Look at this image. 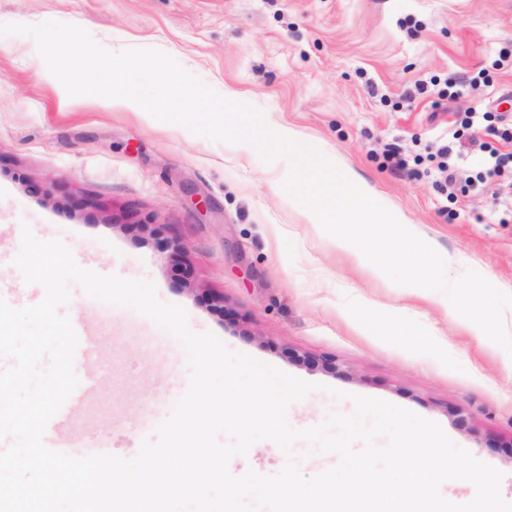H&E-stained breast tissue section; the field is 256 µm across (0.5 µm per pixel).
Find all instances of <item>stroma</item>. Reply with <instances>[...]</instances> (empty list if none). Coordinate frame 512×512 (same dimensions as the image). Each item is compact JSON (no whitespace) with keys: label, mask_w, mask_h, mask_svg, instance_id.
Listing matches in <instances>:
<instances>
[{"label":"stroma","mask_w":512,"mask_h":512,"mask_svg":"<svg viewBox=\"0 0 512 512\" xmlns=\"http://www.w3.org/2000/svg\"><path fill=\"white\" fill-rule=\"evenodd\" d=\"M58 21L104 48H155L218 94L236 92L270 128H295L402 209L445 259L512 293V171L478 179L512 115V0H0V24ZM32 37L0 36V297L20 308L44 289L13 260L22 229L60 240L83 268L154 283L197 333L312 383L288 408L297 429L351 413V395L437 422L503 474L512 503V380L500 346L480 343L446 296L405 295L364 256L332 244L281 188L287 161L249 144L61 97ZM476 87H462V80ZM453 142L462 177L443 192L431 155ZM179 240L184 253L164 250ZM60 314L86 321L95 387L74 409L68 455L130 459L188 387L181 343L133 309L70 284ZM415 335H391L394 318ZM261 440L233 476L286 464Z\"/></svg>","instance_id":"1"}]
</instances>
